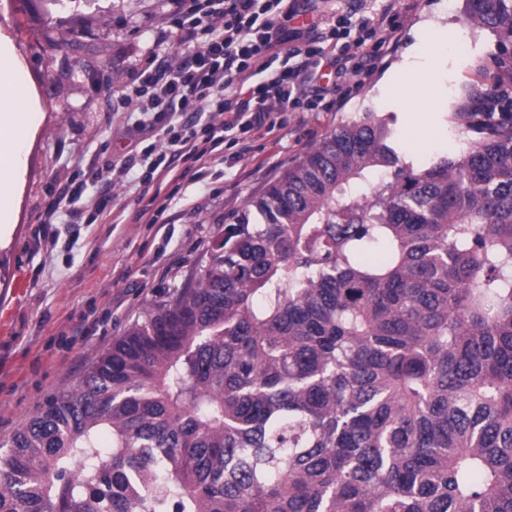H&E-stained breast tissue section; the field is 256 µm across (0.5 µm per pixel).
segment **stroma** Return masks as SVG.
<instances>
[{"instance_id":"1","label":"stroma","mask_w":512,"mask_h":512,"mask_svg":"<svg viewBox=\"0 0 512 512\" xmlns=\"http://www.w3.org/2000/svg\"><path fill=\"white\" fill-rule=\"evenodd\" d=\"M177 0H0V34L33 90L34 125L20 152L13 187L15 216L0 228V439L21 429L45 401L74 385L95 358L138 318L150 301L166 299L198 276L226 224L260 196L308 147L336 127L372 113L391 120L406 162L458 153L466 126L455 102L466 86L497 71V37L469 26L463 0H418L379 67L337 112H298L274 138L255 141L239 167L170 184L140 186L136 173L113 184L112 214L71 224L55 211L57 191L76 175H92L135 150L120 113L137 70L179 51L177 33L157 41L156 29ZM473 46L455 49L459 32ZM69 38L88 68L70 73L55 52ZM428 62L431 106L390 95L406 81L408 55ZM166 206L171 224H133L149 201ZM55 223H45L48 211ZM25 287L12 295L15 280Z\"/></svg>"}]
</instances>
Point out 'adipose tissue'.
Returning <instances> with one entry per match:
<instances>
[{
  "label": "adipose tissue",
  "instance_id": "obj_1",
  "mask_svg": "<svg viewBox=\"0 0 512 512\" xmlns=\"http://www.w3.org/2000/svg\"><path fill=\"white\" fill-rule=\"evenodd\" d=\"M16 61L0 56V222L8 223L14 199L9 187L18 173L21 146L30 130L31 94L15 76Z\"/></svg>",
  "mask_w": 512,
  "mask_h": 512
}]
</instances>
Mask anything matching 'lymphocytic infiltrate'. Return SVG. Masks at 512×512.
<instances>
[{
    "label": "lymphocytic infiltrate",
    "mask_w": 512,
    "mask_h": 512,
    "mask_svg": "<svg viewBox=\"0 0 512 512\" xmlns=\"http://www.w3.org/2000/svg\"><path fill=\"white\" fill-rule=\"evenodd\" d=\"M179 0L169 23L181 53L134 73L124 104L142 150L94 173L105 189L84 204L86 182L58 192L69 223H85L87 207L104 212L109 185L139 170L143 183L223 148L230 164L244 159L249 140L271 134L292 112L338 109L341 87L373 67L392 45L407 14L399 0ZM316 21L295 26L297 17Z\"/></svg>",
    "instance_id": "lymphocytic-infiltrate-1"
}]
</instances>
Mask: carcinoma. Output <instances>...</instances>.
Segmentation results:
<instances>
[{"label": "carcinoma", "mask_w": 512, "mask_h": 512, "mask_svg": "<svg viewBox=\"0 0 512 512\" xmlns=\"http://www.w3.org/2000/svg\"><path fill=\"white\" fill-rule=\"evenodd\" d=\"M464 4L460 152L306 150L0 443V512H512V0Z\"/></svg>", "instance_id": "cac0c4a2"}]
</instances>
